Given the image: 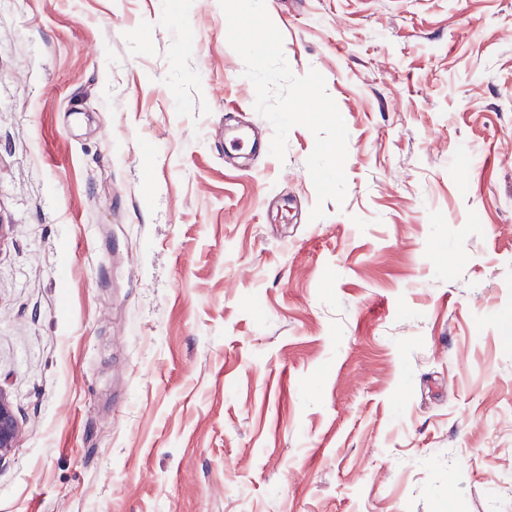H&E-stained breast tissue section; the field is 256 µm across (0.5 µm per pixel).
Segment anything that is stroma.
<instances>
[{
    "label": "stroma",
    "mask_w": 512,
    "mask_h": 512,
    "mask_svg": "<svg viewBox=\"0 0 512 512\" xmlns=\"http://www.w3.org/2000/svg\"><path fill=\"white\" fill-rule=\"evenodd\" d=\"M265 3L316 221L219 0H0V512H512V0ZM19 434V425L6 393L0 389V460L9 455Z\"/></svg>",
    "instance_id": "1"
}]
</instances>
